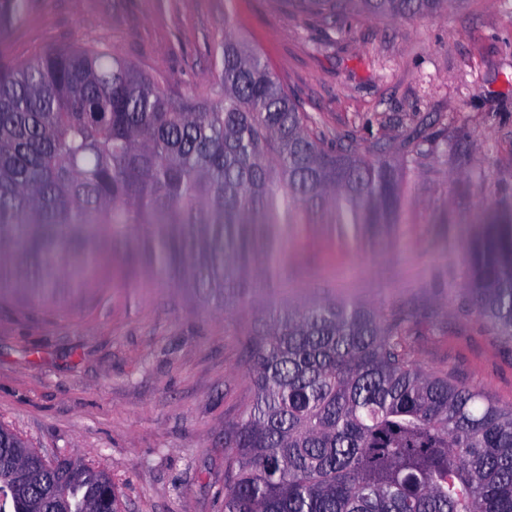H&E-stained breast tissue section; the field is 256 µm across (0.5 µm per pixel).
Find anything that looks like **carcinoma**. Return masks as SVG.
Segmentation results:
<instances>
[{
    "instance_id": "cac0c4a2",
    "label": "carcinoma",
    "mask_w": 512,
    "mask_h": 512,
    "mask_svg": "<svg viewBox=\"0 0 512 512\" xmlns=\"http://www.w3.org/2000/svg\"><path fill=\"white\" fill-rule=\"evenodd\" d=\"M460 0H289L326 20L440 15ZM28 0H0V33ZM312 132L256 49L224 36L205 90L170 91L102 47L0 62V296L51 305L104 284L112 254L248 304L255 401L231 433L224 512H512V407L428 372L405 319L334 296L278 308L291 224L374 247L401 220L400 176ZM464 292L512 343V212L468 241ZM111 479L50 464L0 426V512H98Z\"/></svg>"
}]
</instances>
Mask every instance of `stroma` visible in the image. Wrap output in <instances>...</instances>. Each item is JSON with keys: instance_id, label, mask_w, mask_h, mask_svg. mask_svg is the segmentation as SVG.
<instances>
[{"instance_id": "obj_1", "label": "stroma", "mask_w": 512, "mask_h": 512, "mask_svg": "<svg viewBox=\"0 0 512 512\" xmlns=\"http://www.w3.org/2000/svg\"><path fill=\"white\" fill-rule=\"evenodd\" d=\"M228 34L260 52L322 136L362 154L387 142L407 202L370 250L322 224L290 227L264 302L405 312L416 363L511 406L512 343L468 307L463 283L473 225L512 200V0L334 24L287 0H29L0 54L104 45L186 90L208 83ZM113 271L111 287L57 307L0 298V426L47 460L110 476L118 512H224V437L254 400L250 308L207 309L121 253Z\"/></svg>"}]
</instances>
